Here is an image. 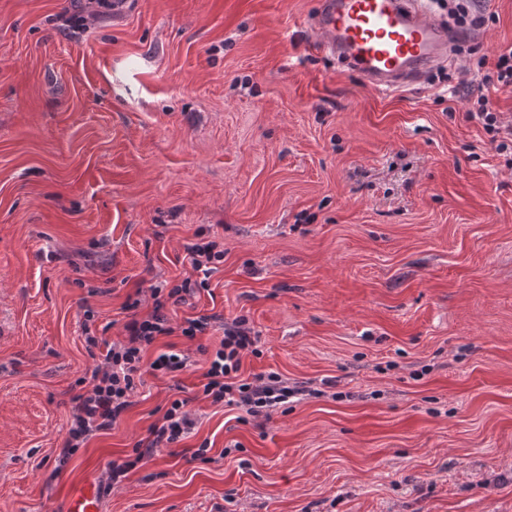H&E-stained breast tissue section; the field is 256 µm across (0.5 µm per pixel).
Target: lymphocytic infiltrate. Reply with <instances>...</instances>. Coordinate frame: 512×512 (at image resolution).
Wrapping results in <instances>:
<instances>
[{
  "label": "lymphocytic infiltrate",
  "mask_w": 512,
  "mask_h": 512,
  "mask_svg": "<svg viewBox=\"0 0 512 512\" xmlns=\"http://www.w3.org/2000/svg\"><path fill=\"white\" fill-rule=\"evenodd\" d=\"M185 250L192 275L174 286L164 281L150 285L151 312L138 316L140 298H127L124 309L131 317L124 325L123 339L103 346L98 337L86 335L88 349H100L101 354L87 380L86 391L75 399L71 423L62 444L63 456L72 455L94 434L111 429L121 414L132 406L136 381L143 372L174 374L189 368V355L173 347L158 354L152 362H144L145 347L161 336L176 334L193 341L212 326H219L222 331L219 343L202 350L206 357L202 374L204 397L215 404L244 408L254 417L287 403L291 389L279 374L271 372L251 382L238 377L243 356L255 352L258 341L246 318L224 322L214 314L187 317L180 323H172L168 308L185 304L188 297L207 289V274L224 261V251L219 243L201 237L187 244ZM194 426L195 417L188 408L187 399L171 401L163 415L150 426L148 437L136 444L133 459L110 464L108 486L122 482L134 464L151 457L157 449L178 442Z\"/></svg>",
  "instance_id": "f902f5d3"
}]
</instances>
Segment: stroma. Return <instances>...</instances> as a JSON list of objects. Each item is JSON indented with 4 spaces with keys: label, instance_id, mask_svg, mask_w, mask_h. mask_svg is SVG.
<instances>
[{
    "label": "stroma",
    "instance_id": "obj_1",
    "mask_svg": "<svg viewBox=\"0 0 512 512\" xmlns=\"http://www.w3.org/2000/svg\"><path fill=\"white\" fill-rule=\"evenodd\" d=\"M483 2L467 54L380 92L311 48L319 0H87L79 26L70 0H0V512H63L187 397L193 434L102 512H512V168L464 75L512 47V0ZM198 231L224 262L174 321L248 318L242 378L296 395L211 404L219 338L179 336L193 366L61 461L83 327L121 339Z\"/></svg>",
    "mask_w": 512,
    "mask_h": 512
}]
</instances>
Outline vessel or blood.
<instances>
[{
    "mask_svg": "<svg viewBox=\"0 0 512 512\" xmlns=\"http://www.w3.org/2000/svg\"><path fill=\"white\" fill-rule=\"evenodd\" d=\"M308 25L316 52L381 91L415 83L447 61L454 38L418 0H320ZM65 512H100L91 480L72 489Z\"/></svg>",
    "mask_w": 512,
    "mask_h": 512,
    "instance_id": "vessel-or-blood-1",
    "label": "vessel or blood"
}]
</instances>
